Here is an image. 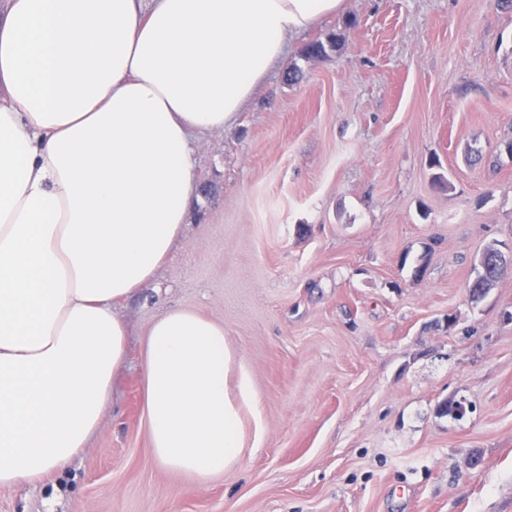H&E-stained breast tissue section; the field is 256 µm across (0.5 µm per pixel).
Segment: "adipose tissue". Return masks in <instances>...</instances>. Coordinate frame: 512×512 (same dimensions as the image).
I'll return each mask as SVG.
<instances>
[{"label":"adipose tissue","mask_w":512,"mask_h":512,"mask_svg":"<svg viewBox=\"0 0 512 512\" xmlns=\"http://www.w3.org/2000/svg\"><path fill=\"white\" fill-rule=\"evenodd\" d=\"M343 0H0V487L97 431L127 332L112 306L169 255L219 132ZM155 460L207 479L241 452L217 322L174 309L143 350Z\"/></svg>","instance_id":"ef3b65f1"}]
</instances>
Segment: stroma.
<instances>
[{
  "label": "stroma",
  "mask_w": 512,
  "mask_h": 512,
  "mask_svg": "<svg viewBox=\"0 0 512 512\" xmlns=\"http://www.w3.org/2000/svg\"><path fill=\"white\" fill-rule=\"evenodd\" d=\"M193 160L169 256L113 308L97 433L0 512H512V275L466 288L512 251V8L344 0ZM177 308L223 326L256 403L203 482L155 461L145 411L143 344Z\"/></svg>",
  "instance_id": "35a3bbf8"
}]
</instances>
